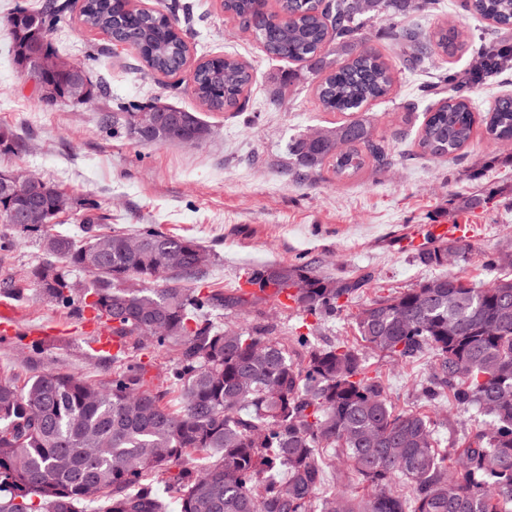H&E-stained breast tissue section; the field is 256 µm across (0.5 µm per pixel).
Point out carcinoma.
<instances>
[{"label": "carcinoma", "mask_w": 512, "mask_h": 512, "mask_svg": "<svg viewBox=\"0 0 512 512\" xmlns=\"http://www.w3.org/2000/svg\"><path fill=\"white\" fill-rule=\"evenodd\" d=\"M436 0H222L224 14L251 32L274 59L303 63L320 76L316 95L330 112H356L388 96L391 67L367 45L363 16L394 19L393 39L407 71L425 67L434 51L448 55L468 43L465 31L440 27L426 36L397 21L409 11L435 9ZM469 15L512 29V0H462ZM63 7L14 11L7 20L11 52L27 67L32 56L57 53L50 34ZM82 24L112 34L137 51L147 68L166 76L187 65L190 46L176 7L154 10L130 0H83ZM477 53L482 67L461 74L440 71L425 95L448 97L425 112L416 138L420 154L444 159L467 147L481 123L496 141H512V95L499 97L486 114L477 112L469 89L512 69V44L489 42ZM250 68L231 56H211L195 65L191 87L211 110H246ZM88 83L90 95L107 94L86 69L50 73L36 83L63 92ZM156 104L122 115L129 135L144 143L201 144L210 127L195 112L172 107V117L145 127L140 117ZM23 141L0 126V154L16 153ZM385 141L374 126L356 118L340 126L300 134L288 143V175L315 182L329 168L351 176L367 163L388 164ZM35 207L39 224H23L45 258L4 289L16 295L35 288L49 303L76 304L118 338L112 361L122 363L107 383L91 384L74 374L42 372L19 387L0 377V512H166L154 489L161 482L179 493L180 512H512V275L484 288L454 276L428 279L413 288L377 295L352 314L362 347L339 342L311 344L310 317L346 310L373 276L337 279L306 261L243 268V288L234 294L190 287L185 280L213 262L191 237L167 235L150 224L133 232H94L100 206L75 199L52 182L36 194L0 190V223ZM82 212L89 235L81 240L52 232L61 209ZM463 240L437 238L415 254L424 266H445L448 256L466 257ZM501 249L483 253L490 270H512ZM93 279L79 284L74 273ZM164 287H157L158 282ZM265 295L299 319L294 341L304 360L288 356L275 325H219L215 313L241 309ZM178 347L166 381L178 388L181 409L170 411L167 390L152 386L137 354ZM407 361L425 349L436 359L427 392L448 389L453 406L490 417L487 427L466 437L457 466L448 472L438 449L434 421L398 412L363 349ZM333 448L347 469L373 488L355 497L325 491ZM193 452L210 462L195 466Z\"/></svg>", "instance_id": "cac0c4a2"}]
</instances>
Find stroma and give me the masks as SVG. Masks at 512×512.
<instances>
[{
  "instance_id": "35a3bbf8",
  "label": "stroma",
  "mask_w": 512,
  "mask_h": 512,
  "mask_svg": "<svg viewBox=\"0 0 512 512\" xmlns=\"http://www.w3.org/2000/svg\"><path fill=\"white\" fill-rule=\"evenodd\" d=\"M62 2L64 20L52 34L54 46L103 81L108 93L77 105L42 101L34 80L14 64L0 29V125L26 145L25 151L0 154V171L32 174L62 185L72 197L97 202L108 216L102 231L131 232L152 224L169 235L195 238L215 255L196 282L227 294L238 288L243 267L299 258L336 278L371 272L375 287L366 290L369 298L448 273L480 288L493 277L483 265V251L512 249V146L490 140L479 127L470 145L454 156L435 161L416 153L423 115L406 106L417 101L432 74L398 69L391 17L379 16L366 29L371 46L396 69L390 95L370 102L366 113L392 160L341 179L326 170L309 184L286 173L289 140L341 125L346 117L322 109L317 80L305 68H298L293 83L276 86L288 62L269 59L250 34L225 17L221 0H185L189 61L232 54L247 63L254 82L243 112L202 108L188 73L145 74L135 50L113 46L107 34L81 24V0ZM462 20L473 46L439 56V66L451 72L471 69L474 46L497 36L487 21ZM275 87L280 90L276 105L271 102ZM151 99L199 113L211 138L199 145L140 143L113 121L118 105ZM479 191L491 194L487 206L459 210L462 197ZM461 221L472 226L467 260L446 267L415 262L416 244L425 243L435 226ZM41 256L33 236L19 237L8 256L0 255V304L21 327L20 333L0 335V374L20 386L46 371L78 374L93 383L111 380L116 366L111 356L92 350L95 332L78 306L46 303L32 288L21 298L4 290L5 282ZM35 327L42 331L36 340L28 334ZM434 361L430 351L403 364L380 354L367 356L372 375L397 409L428 415L435 404L420 385ZM485 423L476 411L449 408L438 430L442 449L455 455L466 433Z\"/></svg>"
}]
</instances>
